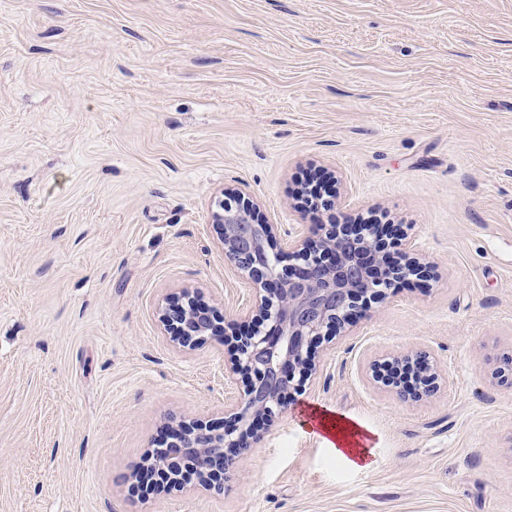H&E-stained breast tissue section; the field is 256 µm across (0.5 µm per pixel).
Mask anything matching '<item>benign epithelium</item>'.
Instances as JSON below:
<instances>
[{
    "label": "benign epithelium",
    "instance_id": "1",
    "mask_svg": "<svg viewBox=\"0 0 512 512\" xmlns=\"http://www.w3.org/2000/svg\"><path fill=\"white\" fill-rule=\"evenodd\" d=\"M256 203L240 191L215 202L213 226L224 256L251 285L248 304L237 310L235 331L226 336L224 315L184 290L159 309L164 333L179 348L194 351L222 336L233 348L230 370L245 378L243 395L224 401L223 426L173 421L159 447L148 450L139 479L157 478L169 487L188 482L205 491L224 489L237 459L260 439L258 426L274 422L291 394L321 370L315 348L332 332L345 331L370 299L425 266L414 244L388 254L380 225L349 219L329 224L313 237L284 233L271 247L278 225L253 220ZM372 379L402 399L431 397L439 374L430 356L417 352L370 366Z\"/></svg>",
    "mask_w": 512,
    "mask_h": 512
}]
</instances>
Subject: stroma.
<instances>
[{
  "label": "stroma",
  "mask_w": 512,
  "mask_h": 512,
  "mask_svg": "<svg viewBox=\"0 0 512 512\" xmlns=\"http://www.w3.org/2000/svg\"><path fill=\"white\" fill-rule=\"evenodd\" d=\"M329 172L335 209L302 207ZM237 189L307 235L381 219L427 271L319 344L223 492L134 488L165 422L244 388L157 317L247 302L212 225ZM416 350L430 399L369 381ZM510 355L512 0H0V512H512ZM311 406L362 423L368 468ZM311 419L315 424H309V421H305L304 424L313 434L323 433L321 437H323L331 455L335 456L336 460L348 463L356 468L369 466L366 463L369 449L362 446L357 438H361L363 435L358 425L345 417L334 415L330 411L327 413H313Z\"/></svg>",
  "instance_id": "obj_1"
}]
</instances>
